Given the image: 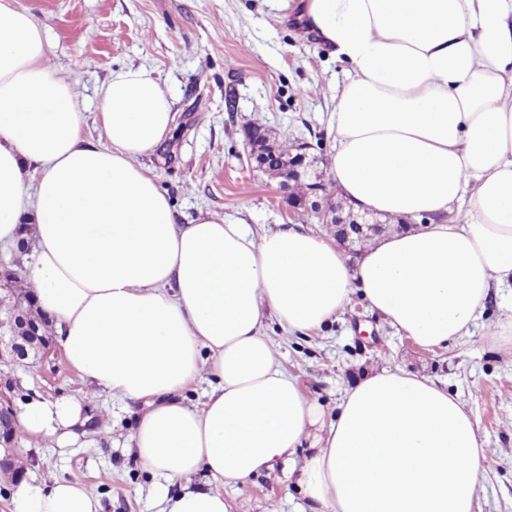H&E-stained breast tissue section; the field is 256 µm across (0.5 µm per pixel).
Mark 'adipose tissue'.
<instances>
[{"instance_id":"ef3b65f1","label":"adipose tissue","mask_w":512,"mask_h":512,"mask_svg":"<svg viewBox=\"0 0 512 512\" xmlns=\"http://www.w3.org/2000/svg\"><path fill=\"white\" fill-rule=\"evenodd\" d=\"M300 17L348 66L329 121L337 189L355 210L429 225L353 261L292 226L258 239L218 213L178 223L140 164L171 131L167 92L144 70L113 73L98 102L108 144L86 141L43 28L0 0V243L16 240L35 182L27 281L70 366L142 402L131 442L162 478L161 512H229L219 482L273 471L304 446L300 480L322 512H475L487 450L447 388L383 368L325 420L264 324L320 329L357 292L402 335L442 347L512 283V0H303ZM204 363L215 382L196 410L179 395ZM18 421L65 447L82 405L33 399ZM200 471L213 485L189 484ZM14 512L99 504L59 479L21 484Z\"/></svg>"}]
</instances>
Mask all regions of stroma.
I'll use <instances>...</instances> for the list:
<instances>
[{
  "mask_svg": "<svg viewBox=\"0 0 512 512\" xmlns=\"http://www.w3.org/2000/svg\"><path fill=\"white\" fill-rule=\"evenodd\" d=\"M31 9L51 42L48 63L68 79L84 113V138L106 144L96 103L113 73L143 69L171 96L173 129L142 159L169 197L179 223L202 212L249 225L255 237L293 226L332 238L317 212L339 200L334 184L294 210L277 180L250 156L243 127L262 124L280 138L308 143L314 173L328 174L331 97L345 63L297 21L300 0H16ZM512 319V288L492 289L470 335L436 348L418 346L352 295L345 311L308 334L267 320L265 334L302 391L332 419L346 390L367 372L388 368L447 387L476 420L488 448L478 512H512V341L498 336ZM13 379V405L36 398L74 399L84 426L60 448L26 435L16 439L23 482L77 481L99 498L100 512H159L155 478L131 447L139 403L95 389L73 369L62 347L41 363L0 368ZM309 456L224 485L232 512H314L299 482Z\"/></svg>",
  "mask_w": 512,
  "mask_h": 512,
  "instance_id": "35a3bbf8",
  "label": "stroma"
}]
</instances>
